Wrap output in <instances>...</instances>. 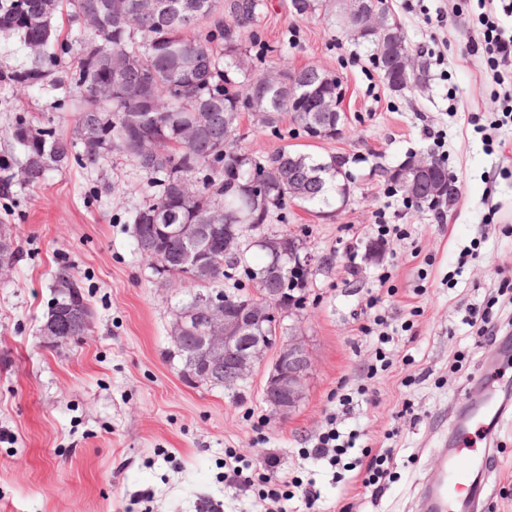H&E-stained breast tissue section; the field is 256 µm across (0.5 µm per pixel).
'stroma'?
<instances>
[{
  "label": "stroma",
  "mask_w": 512,
  "mask_h": 512,
  "mask_svg": "<svg viewBox=\"0 0 512 512\" xmlns=\"http://www.w3.org/2000/svg\"><path fill=\"white\" fill-rule=\"evenodd\" d=\"M421 52L425 86L396 91L370 47L340 27L336 10L297 15L292 0H263L250 58L256 68L319 63L342 83V135L307 138L291 113L255 129L241 118L244 143L260 155L290 150L346 161L351 196L321 218L289 205L273 228L288 225L320 265L308 285L300 328L314 359L305 396L290 418L273 415L263 387L276 356L268 349L236 392L184 378L170 356L180 294L165 287L139 255L132 215L150 199L145 180L122 153L103 163L50 170L38 185L0 194V227L18 259L0 278V512H258L253 492L224 479V451L244 474L275 457L280 475L313 484L317 512H423L419 494L439 474L438 448L484 390L485 374L505 370L512 399V340L478 347L471 308L512 320L496 285L512 278V127H496L497 85L482 54L461 56L478 33L468 0H383ZM447 19L437 23V12ZM69 84L21 87L0 82V158L20 164L7 136L16 117L72 135ZM478 117L484 129L465 126ZM443 136L458 176L445 222L428 207L387 197L388 173ZM385 209L407 236L374 252L373 213ZM70 268L92 316L87 336L43 347L41 327L60 268ZM387 284H380L381 275ZM394 288L391 296L381 287ZM399 331L391 364L374 378L368 323L372 296ZM409 331H401L402 323ZM468 353L469 368L454 362ZM366 384V395L356 388ZM354 396L342 431L357 448L393 449V479L372 497L350 472L334 478L300 449L324 423L335 394ZM492 448L493 471L480 512H512V407Z\"/></svg>",
  "instance_id": "1"
}]
</instances>
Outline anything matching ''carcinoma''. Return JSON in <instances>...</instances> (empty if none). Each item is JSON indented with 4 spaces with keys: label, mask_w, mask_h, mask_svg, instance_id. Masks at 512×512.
I'll return each instance as SVG.
<instances>
[{
    "label": "carcinoma",
    "mask_w": 512,
    "mask_h": 512,
    "mask_svg": "<svg viewBox=\"0 0 512 512\" xmlns=\"http://www.w3.org/2000/svg\"><path fill=\"white\" fill-rule=\"evenodd\" d=\"M60 0H0V32L18 37L29 51L30 65L7 76L24 87L43 84L60 66L51 49L59 43L54 17ZM104 0H66L70 16L101 11ZM145 0H112V14L103 17L97 31H82V41L94 40L99 53L112 55V63L124 71V90H110L111 75L97 56L78 50L66 71L76 92L74 125L77 137L67 139L51 127H40L19 117L8 135L23 155L17 170L0 163L5 176L0 188L33 186L46 173L85 161H105L112 151L129 157L153 189L148 204L135 211V248L160 279L186 299L176 310L172 326L171 357L181 365L204 363L195 334L185 331L192 319L191 303L197 291H221L224 308L239 301L261 304L280 289L308 280L312 269L294 266L288 240H299L282 228L266 232L273 215L290 203L312 208L344 206L347 192L336 179L347 175L336 170L335 156L316 160L290 151L258 156L243 146L236 135L244 111L256 116L262 127L276 123L277 115L290 112L305 135L314 125L336 129V108L341 94L339 81L318 65L301 69L284 65L275 72L254 74L245 67L252 42V26L260 0H170L174 10L165 18L140 9ZM367 10L377 22L395 32L394 42L382 43L364 27L361 18L342 17L341 25L358 42L375 46L373 60L395 89L420 87L423 66L416 61L399 23L382 9V0H367ZM232 71L243 76L241 90L225 87ZM82 151L76 152V146ZM426 172L405 185L393 170L391 180L416 204L435 206L449 201L456 189L448 184V171L435 157L425 160ZM169 213L173 223L185 224L198 233L161 238L155 225ZM265 260L258 268L245 261V238ZM211 240L202 264L192 263L201 239ZM242 270L254 283L255 292L238 286L221 288L232 272ZM76 282L73 273L61 268L53 284L44 327L54 336H70L74 328L58 317L59 304L69 302Z\"/></svg>",
    "instance_id": "1"
}]
</instances>
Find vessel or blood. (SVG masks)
Here are the masks:
<instances>
[{
    "label": "vessel or blood",
    "mask_w": 512,
    "mask_h": 512,
    "mask_svg": "<svg viewBox=\"0 0 512 512\" xmlns=\"http://www.w3.org/2000/svg\"><path fill=\"white\" fill-rule=\"evenodd\" d=\"M504 413L502 405L486 400L457 429L452 460L441 461L438 480L422 492L425 512H472L489 471L487 438L495 433Z\"/></svg>",
    "instance_id": "obj_1"
}]
</instances>
